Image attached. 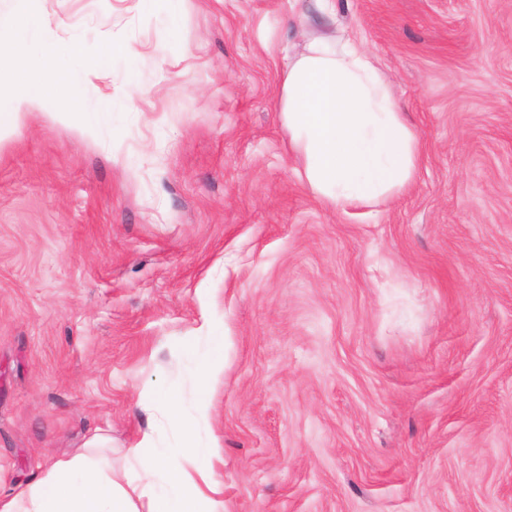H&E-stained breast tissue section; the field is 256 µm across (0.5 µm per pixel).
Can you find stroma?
I'll return each mask as SVG.
<instances>
[{
  "mask_svg": "<svg viewBox=\"0 0 512 512\" xmlns=\"http://www.w3.org/2000/svg\"><path fill=\"white\" fill-rule=\"evenodd\" d=\"M303 5L300 30L291 0H37L80 103L0 136L1 498L96 434L117 471L143 433L178 447L138 398L191 411L206 315L225 512H512V0ZM341 30L421 145L345 213L276 109L281 47Z\"/></svg>",
  "mask_w": 512,
  "mask_h": 512,
  "instance_id": "stroma-1",
  "label": "stroma"
}]
</instances>
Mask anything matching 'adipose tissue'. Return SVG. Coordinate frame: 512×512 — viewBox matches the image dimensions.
Wrapping results in <instances>:
<instances>
[{"label":"adipose tissue","mask_w":512,"mask_h":512,"mask_svg":"<svg viewBox=\"0 0 512 512\" xmlns=\"http://www.w3.org/2000/svg\"><path fill=\"white\" fill-rule=\"evenodd\" d=\"M65 52L48 42L36 53L29 84L0 112V134L47 109L48 88L60 81L47 62ZM278 108L304 184L328 206L342 212L369 206L413 183L420 142L362 43L314 36L302 51H288ZM109 445V438L92 436L83 452L55 462L35 484L0 500V512H222L217 443L202 446L193 433H184L179 461L166 464L150 435H143L120 478L97 454Z\"/></svg>","instance_id":"1"}]
</instances>
